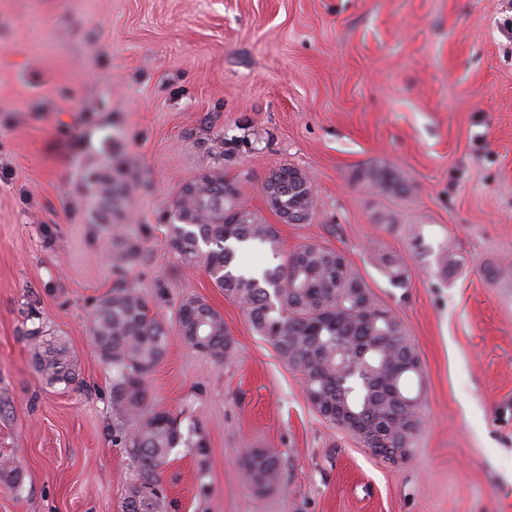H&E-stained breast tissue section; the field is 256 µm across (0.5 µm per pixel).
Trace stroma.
Returning <instances> with one entry per match:
<instances>
[{"instance_id":"35a3bbf8","label":"stroma","mask_w":512,"mask_h":512,"mask_svg":"<svg viewBox=\"0 0 512 512\" xmlns=\"http://www.w3.org/2000/svg\"><path fill=\"white\" fill-rule=\"evenodd\" d=\"M383 161L399 201L354 171ZM305 170L316 210L282 224L262 186ZM223 167L278 224L284 251L342 250L406 327L426 423L392 465L325 420L302 376L241 309L166 243L180 187ZM124 187L113 211L139 255L123 270L92 211V174ZM457 261L438 274L442 250ZM401 257L391 287L371 255ZM512 0H0V456L20 488L0 512H122L133 468L112 440V371L89 334L117 279L174 323L181 299L224 316V363L171 336L150 401L197 425L160 473L168 512H512ZM66 341L76 388L48 385L25 332ZM280 456L254 490L245 449Z\"/></svg>"}]
</instances>
